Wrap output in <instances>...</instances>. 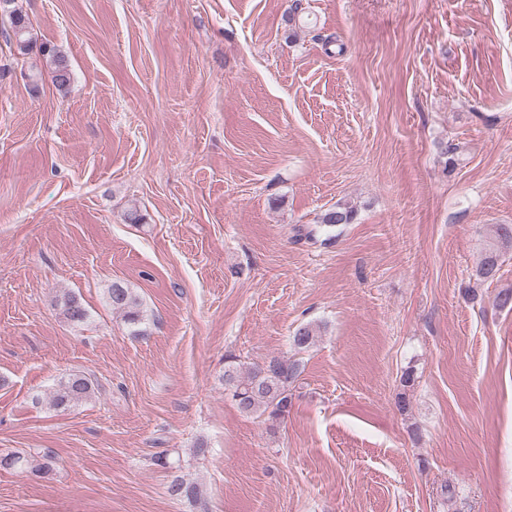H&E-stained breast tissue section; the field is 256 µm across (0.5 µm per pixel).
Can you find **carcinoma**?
Listing matches in <instances>:
<instances>
[{"mask_svg": "<svg viewBox=\"0 0 512 512\" xmlns=\"http://www.w3.org/2000/svg\"><path fill=\"white\" fill-rule=\"evenodd\" d=\"M12 31L19 49L27 50L25 39L26 21L17 15L11 20ZM53 80L60 88L70 82V70L65 57L55 55ZM356 219V211L351 207L338 205L326 210L320 217V225L336 227L351 224ZM497 244L491 246L476 269L477 280L493 282L498 279L501 270L500 260L503 251L512 249V225L500 224L497 228ZM107 299L112 309L121 314L124 322L134 336L147 335V314L139 295L128 286L114 282L107 288ZM55 310L67 322L81 325L88 322L89 311L73 294L65 292L56 297ZM319 337V327L306 323L300 325L292 336L294 347L305 351L312 347ZM301 374V365L297 361L272 357L262 363L249 366L230 357L224 365V389L237 409L245 415H265L274 421L288 418L293 408L290 386ZM415 371L407 369L400 379V392L397 395V407L405 412L410 405L409 391L414 386ZM99 385L90 373L74 371L62 377L50 392L51 406L60 411L76 408L91 399ZM168 495L176 500L196 501L200 497L197 485L175 477L167 486Z\"/></svg>", "mask_w": 512, "mask_h": 512, "instance_id": "carcinoma-1", "label": "carcinoma"}]
</instances>
